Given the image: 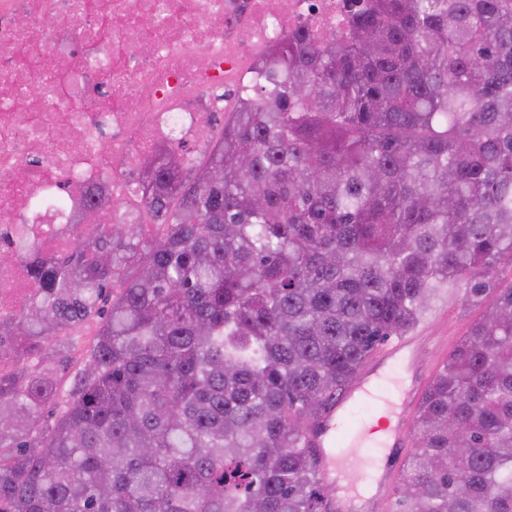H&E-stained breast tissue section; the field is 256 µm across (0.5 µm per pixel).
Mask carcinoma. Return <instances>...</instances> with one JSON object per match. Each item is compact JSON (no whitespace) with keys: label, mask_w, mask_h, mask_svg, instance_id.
Segmentation results:
<instances>
[{"label":"carcinoma","mask_w":512,"mask_h":512,"mask_svg":"<svg viewBox=\"0 0 512 512\" xmlns=\"http://www.w3.org/2000/svg\"><path fill=\"white\" fill-rule=\"evenodd\" d=\"M254 69L205 160L136 165L154 235L93 206L30 262L0 512H333L307 435L460 288L487 310L420 400L396 512H512V0H367Z\"/></svg>","instance_id":"obj_1"}]
</instances>
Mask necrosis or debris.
Returning <instances> with one entry per match:
<instances>
[{"label": "necrosis or debris", "instance_id": "1", "mask_svg": "<svg viewBox=\"0 0 512 512\" xmlns=\"http://www.w3.org/2000/svg\"><path fill=\"white\" fill-rule=\"evenodd\" d=\"M344 2L0 0V250L69 249L97 187L136 215L134 159L163 138L209 145L211 112L235 110L254 59L300 27L341 28ZM34 288L25 263L0 269V318Z\"/></svg>", "mask_w": 512, "mask_h": 512}]
</instances>
